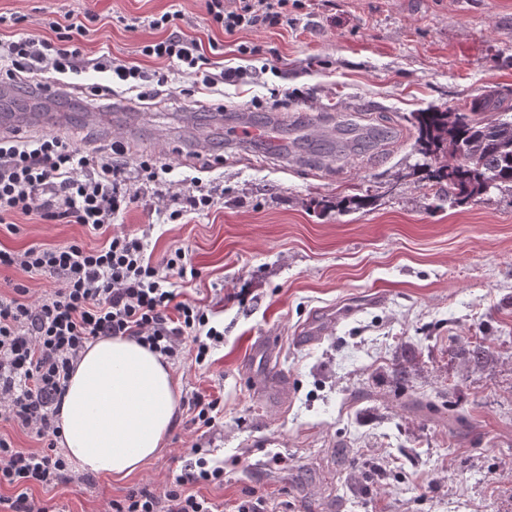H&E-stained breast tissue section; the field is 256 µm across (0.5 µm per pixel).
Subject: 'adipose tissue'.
Wrapping results in <instances>:
<instances>
[{
	"instance_id": "adipose-tissue-1",
	"label": "adipose tissue",
	"mask_w": 512,
	"mask_h": 512,
	"mask_svg": "<svg viewBox=\"0 0 512 512\" xmlns=\"http://www.w3.org/2000/svg\"><path fill=\"white\" fill-rule=\"evenodd\" d=\"M178 383L160 354L128 338L89 345L62 398V445L79 465L123 478L163 448Z\"/></svg>"
}]
</instances>
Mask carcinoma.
<instances>
[{
  "label": "carcinoma",
  "mask_w": 512,
  "mask_h": 512,
  "mask_svg": "<svg viewBox=\"0 0 512 512\" xmlns=\"http://www.w3.org/2000/svg\"><path fill=\"white\" fill-rule=\"evenodd\" d=\"M508 95L501 92L475 98L463 111L427 108L413 115L417 129L416 144L422 154L444 164H425L419 169L422 179L439 187L455 203H467L482 195L483 184L492 180L495 188L512 189V119L493 117L503 109ZM463 154L469 162L455 160ZM412 364L399 361L391 367L392 382L400 389L408 387Z\"/></svg>",
  "instance_id": "cac0c4a2"
}]
</instances>
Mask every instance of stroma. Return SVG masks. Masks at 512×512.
I'll return each instance as SVG.
<instances>
[{
	"mask_svg": "<svg viewBox=\"0 0 512 512\" xmlns=\"http://www.w3.org/2000/svg\"><path fill=\"white\" fill-rule=\"evenodd\" d=\"M167 12L207 45L211 73L235 79L197 92L192 70L143 56L164 36L151 20ZM0 15V39L50 37L73 19L87 28L85 57L167 74L155 100L119 92L106 106L88 96L108 81L91 67L69 76L60 99L49 73L34 96L2 87L0 130L20 141L58 136L79 152L127 146L116 161L138 196L117 229L156 262L187 251L193 271L171 276V287L224 332L203 364L188 353L172 360L175 419L138 472L117 480L75 464L34 498L106 512L131 492L162 493L198 447L222 462L224 480L195 490L223 512L257 501L266 512H512V191L439 201L416 175L424 158L411 120L512 90V0H289L287 23L232 35L212 23L206 0H0ZM99 111L102 123L84 120ZM282 111L295 119L280 122L278 149L225 137L226 126L268 124ZM344 122L389 137L366 151L347 143L340 158ZM146 156L167 168L158 181L140 174ZM198 180L213 190L202 210L187 203ZM11 221L15 231L0 226L9 249L103 241L79 224ZM316 321L323 336L297 345ZM261 336L278 340L274 364L288 379L275 405L249 378L248 349ZM479 339L490 355L478 365L468 349ZM401 356L414 360L402 395L388 378ZM447 391L463 425L421 407ZM197 392L223 404L211 427L193 421Z\"/></svg>",
	"mask_w": 512,
	"mask_h": 512,
	"instance_id": "obj_1",
	"label": "stroma"
}]
</instances>
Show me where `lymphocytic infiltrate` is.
Segmentation results:
<instances>
[{"label": "lymphocytic infiltrate", "instance_id": "f902f5d3", "mask_svg": "<svg viewBox=\"0 0 512 512\" xmlns=\"http://www.w3.org/2000/svg\"><path fill=\"white\" fill-rule=\"evenodd\" d=\"M287 6L288 0H207L212 22L228 34L282 24ZM173 19L170 13L153 19V27L167 35L144 45L142 54L204 73L209 60L203 48L173 31ZM84 34V25L72 23L53 39L24 35L0 40V83L34 91L41 74L82 72ZM95 67L132 83L143 99L168 82L165 74L151 76L109 58L97 60ZM201 84L212 89L218 81L204 73ZM123 151L119 142L106 152L81 154L56 136L24 144L0 137V223L11 214H33L46 223L81 224L106 238L96 248L77 242L34 244L18 251L0 248V269L45 274L56 281L52 291L35 301L28 300L29 290L21 284L0 293V421L16 423L44 444L40 450H23L0 434V486L16 490L12 497H0L8 512H57L35 501L31 490L51 487L68 469L55 445L57 416L70 372L87 343L132 338L172 359L189 339L200 363L211 343L224 339L223 332L210 326L204 308L177 300L166 286L170 276L186 273L190 258L185 250L175 249L157 264L142 240L113 229V218L135 200L125 169L112 160ZM223 479V467L201 457L162 493L128 494L111 501L107 512H219L217 503L190 488Z\"/></svg>", "mask_w": 512, "mask_h": 512}]
</instances>
